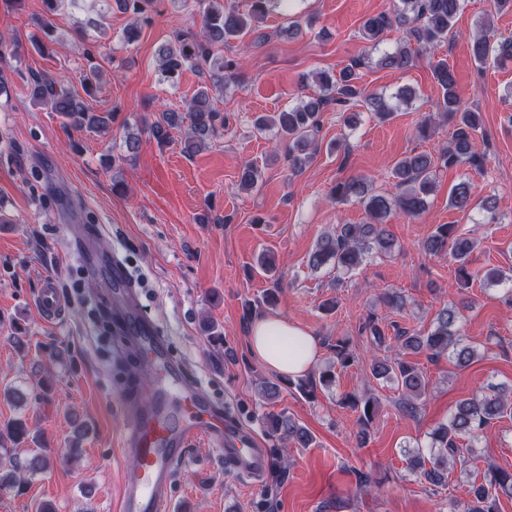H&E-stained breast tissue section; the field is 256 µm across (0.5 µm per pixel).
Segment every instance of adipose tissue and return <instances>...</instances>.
Here are the masks:
<instances>
[{"label":"adipose tissue","instance_id":"obj_1","mask_svg":"<svg viewBox=\"0 0 512 512\" xmlns=\"http://www.w3.org/2000/svg\"><path fill=\"white\" fill-rule=\"evenodd\" d=\"M319 344L310 332L280 316H260L249 332L252 354L285 377L296 378L316 363Z\"/></svg>","mask_w":512,"mask_h":512}]
</instances>
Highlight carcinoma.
I'll return each instance as SVG.
<instances>
[{
  "mask_svg": "<svg viewBox=\"0 0 512 512\" xmlns=\"http://www.w3.org/2000/svg\"><path fill=\"white\" fill-rule=\"evenodd\" d=\"M44 17L37 20L47 42L38 44L44 50L55 39L51 16L55 15L64 0H42ZM121 11L134 16L132 23L123 31V42L133 44L140 38L142 26L150 22L151 6L156 0H116ZM294 0H249L248 8L241 10L232 0H195L201 19V29H179L173 39L157 49V69L163 82L175 83L188 67H206L203 85L177 109H164L145 123L151 137L163 144L171 138L174 130L186 129L185 150L192 153L218 137L231 117L220 115L211 92H222L241 76L242 61L235 54L224 53V47L241 36L257 33L260 24L275 11H290ZM463 7V0H398L394 11L381 13L364 20L360 27L361 37L379 43L384 30L393 26L406 28L408 41L391 51L382 53L376 65L385 69L406 72L413 67L418 52L427 47H436L453 34L454 19ZM266 34L257 33L256 41L264 42ZM470 50L474 60L485 65L491 61L504 63L512 59V41L504 40L492 44L482 33L470 38ZM364 62L354 61L332 76L325 72L312 73V80L319 86L315 97H307L300 103L281 112L262 115L254 120L260 132L275 130L277 135L288 140V167L295 174L310 161L309 148L316 140L320 129L321 112L332 108L338 112H353L354 108L366 109L370 116L385 122L394 111L387 102L369 96L360 84L361 74L357 69ZM101 71L94 67L83 76L84 94L66 87L62 81L46 74L34 75L28 81L29 95L35 106H47L57 113L64 125L95 133L110 132L112 113L93 112L83 96L92 97L99 90ZM433 77L441 92L436 104L437 113L454 124L448 142L439 150L410 152L392 167L394 185L401 189L395 197L373 193L367 183L356 177L339 181L331 188V198L355 201L367 213L365 224H341L332 232L319 237L308 256V266L320 270L331 266L339 272L349 274L356 270L367 257L373 254L388 255L395 242L385 229L384 220L397 210L411 218L420 215L427 206L433 192V173L442 168L469 164L480 168L486 155L476 150L477 132L481 129L480 115L468 106L457 90V82L448 63L439 60L433 66ZM261 178V169L254 163L245 164L239 172L237 186L241 190H252ZM448 202L459 212L473 209L470 184L461 181L449 192ZM424 250L433 256H447L456 265L457 293L469 287L479 278L489 284L512 280L503 270L492 267L480 272L470 268L471 256L476 242L456 233L453 224H439L423 244ZM459 308L455 305L441 309L429 331L397 329L395 356L374 357L370 372L374 379L390 382L401 390L400 409L409 416H416L418 402L429 390L430 380L414 362L403 358L404 354L428 353L430 358L448 356L458 366H466L477 356V349L464 343L459 322ZM364 330L372 336L373 343L381 347L386 336L379 326L376 313L368 315ZM336 365L344 369L357 362V356L347 339H338L333 346ZM336 381L333 367L321 369L317 375L295 382L304 394L310 388L321 385L330 387ZM340 405L358 412L359 437H367L370 425L375 420L380 402L368 392H354L340 400ZM512 412V395L499 388L480 397L459 402L448 416V422L440 424L432 433L428 454H412L408 469L421 479L435 486L448 483L449 474L455 467L467 473V464L475 453L474 440L486 431L493 421ZM270 430L280 439L292 442L300 448H308L313 442L309 431L297 424L285 413L270 411L265 416ZM41 445L40 437L28 429L21 418L0 424V491L21 487L24 475L44 472L50 467V459L40 451L25 458L14 455V447L26 441ZM469 500L463 512H497L499 497L512 498V471L489 467L482 478L468 482Z\"/></svg>",
  "mask_w": 512,
  "mask_h": 512,
  "instance_id": "1",
  "label": "carcinoma"
}]
</instances>
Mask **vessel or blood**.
<instances>
[{
    "label": "vessel or blood",
    "mask_w": 512,
    "mask_h": 512,
    "mask_svg": "<svg viewBox=\"0 0 512 512\" xmlns=\"http://www.w3.org/2000/svg\"><path fill=\"white\" fill-rule=\"evenodd\" d=\"M131 332L144 347L146 364L157 376L158 398L148 408L127 396L120 401L123 447L135 456L137 466L122 477L117 512H166L174 476L200 440L234 472L260 480L267 459L258 439L237 428L222 408L186 381L182 367L170 359L150 321L135 319ZM171 398L179 403V415L168 410Z\"/></svg>",
    "instance_id": "1"
}]
</instances>
